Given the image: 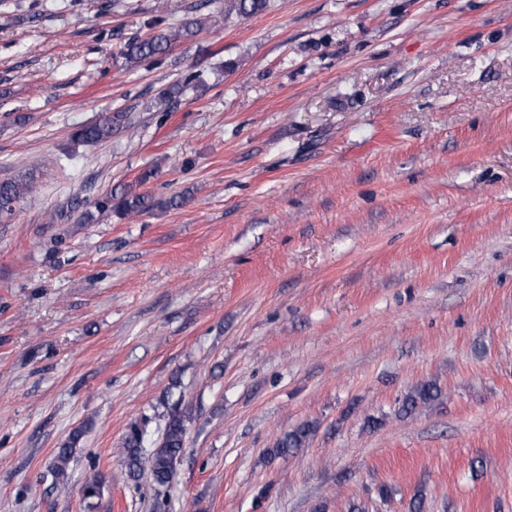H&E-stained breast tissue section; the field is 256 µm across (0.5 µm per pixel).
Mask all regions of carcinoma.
<instances>
[{"label": "carcinoma", "instance_id": "cac0c4a2", "mask_svg": "<svg viewBox=\"0 0 512 512\" xmlns=\"http://www.w3.org/2000/svg\"><path fill=\"white\" fill-rule=\"evenodd\" d=\"M267 0H224V17L236 14L240 17L256 15L266 9ZM201 25L199 21H189L183 25L161 30L145 39H134L126 45L123 53L125 66L135 67L147 60L166 55L174 44L196 33ZM123 119L117 113L102 121L84 126L76 131L75 138L85 143H96L112 136L114 125ZM36 190V179L31 171L0 181V215L9 216L16 205L27 195ZM183 203L182 198L170 197L157 199L147 193L138 192L132 185L109 191L95 203V210L86 209L81 213V222L90 224L95 220V212L115 210L122 215L138 216L149 214L156 209L177 207ZM440 395L439 390L430 383H424L406 397L403 408L410 412L421 404L434 401ZM165 409L164 428L156 439H150L148 430L150 417L145 416L130 424L124 434L119 452L123 457L128 477L138 482L143 472H149L158 489L168 487L175 474V462L182 454L188 423L193 415L192 409L180 402L162 401ZM310 426L303 424L285 433L276 442L271 454L286 456L304 446ZM82 432L74 431L57 449L52 476L56 483L63 485L67 479V470L74 457L75 448ZM151 451H146V448Z\"/></svg>", "mask_w": 512, "mask_h": 512}]
</instances>
